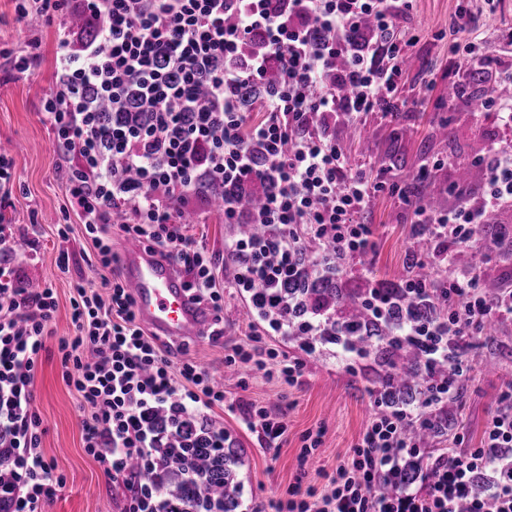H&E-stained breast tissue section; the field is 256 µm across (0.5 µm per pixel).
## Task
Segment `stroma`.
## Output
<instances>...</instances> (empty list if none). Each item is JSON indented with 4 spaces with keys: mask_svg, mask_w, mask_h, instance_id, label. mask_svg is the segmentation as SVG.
Returning a JSON list of instances; mask_svg holds the SVG:
<instances>
[{
    "mask_svg": "<svg viewBox=\"0 0 512 512\" xmlns=\"http://www.w3.org/2000/svg\"><path fill=\"white\" fill-rule=\"evenodd\" d=\"M456 5V0H413L409 13L398 22L399 30H411L420 37L414 49L417 66L405 74L397 90L396 115L367 113L359 125L367 143L351 153L353 164L367 166L380 180L410 181L416 179L422 165L440 160L444 163L438 172L442 183L464 182L476 187L482 182V173L471 160L489 147L499 131L493 113H477L464 102L449 105V83L466 78L458 71L450 47L468 40L512 67V54L501 39L502 32L512 30V0H473L478 24L468 35L455 30ZM35 38L50 44L55 34L36 21L17 24L14 0H0V46L22 50ZM53 90L52 61L47 57L25 77L8 80L0 75V144L11 146L16 179L22 185L9 210L18 242L16 263L25 282L54 288L57 310L50 329L58 337L73 330L74 282L85 281L103 295L108 288L94 241L70 205L63 180L69 162L54 151L52 134L40 120L42 102ZM443 123L450 131L445 139L433 134L434 127ZM502 136L512 142V131ZM366 220L376 228L377 249L369 263L374 278H401L406 252L415 243L412 209L397 195L380 192L374 196ZM62 228L68 233L64 240L58 236ZM232 230L223 213L207 203L198 205L193 222L184 227L185 235L202 243L218 259L224 256V239ZM63 248L70 257L65 271L57 266ZM223 323L220 340L181 342L179 360L209 368L231 396L270 406L285 395L294 402L288 416V440L273 460L260 448L255 435L240 430L233 415L219 414L224 428L236 435L245 450L240 473L243 482L262 498L285 494L297 472L301 434L321 425L325 428L322 456L311 466L307 480L322 486L321 469L335 467L371 415L364 387L375 377L373 364L364 362L353 377L317 356L302 355L295 343L270 337L272 347L303 357L306 363L303 385L287 393L260 374L226 365L228 350L246 341L257 326L246 302L235 294L224 296ZM492 336V343L479 345L472 352L478 370L463 411L465 434L472 445L479 439L496 393L512 380V325L494 327ZM33 388L34 407L47 428L43 453L64 478L48 512H120L121 488L108 480L103 464L82 448L78 401L62 378L57 352L43 354Z\"/></svg>",
    "mask_w": 512,
    "mask_h": 512,
    "instance_id": "35a3bbf8",
    "label": "stroma"
}]
</instances>
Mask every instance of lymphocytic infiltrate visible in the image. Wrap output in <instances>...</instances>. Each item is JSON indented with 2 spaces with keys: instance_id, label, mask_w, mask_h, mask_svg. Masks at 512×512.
<instances>
[{
  "instance_id": "obj_1",
  "label": "lymphocytic infiltrate",
  "mask_w": 512,
  "mask_h": 512,
  "mask_svg": "<svg viewBox=\"0 0 512 512\" xmlns=\"http://www.w3.org/2000/svg\"><path fill=\"white\" fill-rule=\"evenodd\" d=\"M412 0H16L17 23L42 19L58 30L56 90L42 104L55 152L69 159L66 188L89 234L106 224L171 258L189 275L193 298L214 314L223 288L235 289L263 333L234 345L225 361L270 381L298 387L303 360L268 347L267 337L302 335L308 350L347 371L378 339L346 332L338 309L297 310L285 296L300 281L344 277L376 253L375 229L363 220L379 191L398 183L353 165L343 129L369 112L392 113L394 96L418 37L398 31ZM80 27H71V15ZM265 117L253 122V110ZM483 187L459 189L454 205L414 209L408 267L434 266L425 279L396 287L371 281L360 300L377 324L394 323L396 343L422 341L418 395L404 404L391 389L369 385L373 414L325 484L305 478L320 457L324 428L301 437L298 477L286 497L259 499L245 484L234 512H512V383L477 444L467 447L449 407L474 378L471 352L493 324L512 323V283L488 297L482 253L458 264L484 224L512 207V147L493 142L476 162ZM18 188L14 158L0 149V512H45L62 477L42 453L46 432L34 409L33 381L43 353L56 350L62 378L76 394L85 453L126 490L122 512H211L171 502L156 481L170 439L218 451L237 439L216 419L238 416L262 449L276 456L288 439V404L274 407L226 395L203 367L174 363L138 324L127 286L113 279L109 297L74 286L69 336L52 338L53 288L23 284L10 261L14 235L4 210ZM260 195L257 207L248 197ZM221 202L224 263L185 236L191 199ZM246 224L259 226L255 235ZM230 272L219 280L220 269ZM419 296L430 317L394 319L397 295ZM447 416L441 439L409 436Z\"/></svg>"
}]
</instances>
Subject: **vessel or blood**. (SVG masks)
<instances>
[{"label": "vessel or blood", "mask_w": 512, "mask_h": 512, "mask_svg": "<svg viewBox=\"0 0 512 512\" xmlns=\"http://www.w3.org/2000/svg\"><path fill=\"white\" fill-rule=\"evenodd\" d=\"M119 272L133 290L140 325L173 340H199L208 335L214 323L212 310L191 300L171 262L132 244L121 254Z\"/></svg>", "instance_id": "obj_1"}]
</instances>
